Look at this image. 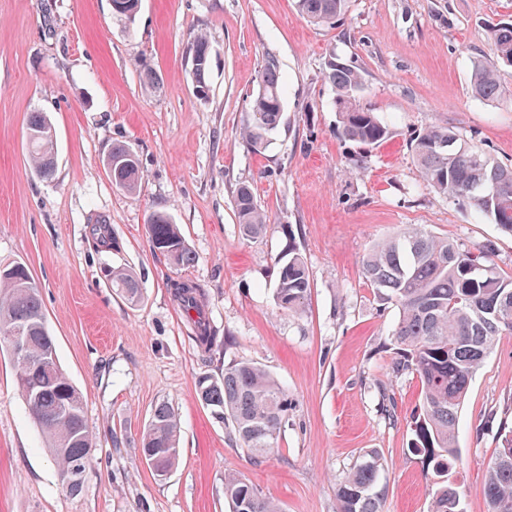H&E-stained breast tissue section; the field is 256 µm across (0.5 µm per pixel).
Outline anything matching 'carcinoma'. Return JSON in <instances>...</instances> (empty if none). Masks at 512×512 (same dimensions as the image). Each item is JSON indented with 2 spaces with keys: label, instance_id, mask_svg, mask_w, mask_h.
<instances>
[{
  "label": "carcinoma",
  "instance_id": "1",
  "mask_svg": "<svg viewBox=\"0 0 512 512\" xmlns=\"http://www.w3.org/2000/svg\"><path fill=\"white\" fill-rule=\"evenodd\" d=\"M347 0H295L297 11L314 23H327L343 15ZM492 53L473 63L471 89L487 102L508 101L512 91L500 80V66H512V23L489 26ZM210 49L203 34L194 37L190 49L193 85L209 92L207 71ZM336 91L335 105L342 135L358 148L380 145L389 129L375 112L360 106L356 94L362 84L357 67L335 57L326 75ZM282 77L277 63H265L259 89L250 102L241 127L242 139L252 149L265 147L282 123ZM51 125L44 112L28 117L31 161L36 175L50 179L55 172L54 141L43 137ZM122 143L112 145L115 162L112 184L133 192L143 178L139 160ZM413 160L421 178L435 192L457 201L485 217L512 236V167L488 157L473 141L451 127L430 125L413 140ZM234 205L241 232L248 238L263 234L270 218L258 205L252 189H236ZM149 239L154 251L176 266L188 267L195 255L179 227L163 211L150 214ZM93 243L113 249L111 225L97 221L89 226ZM367 284L380 299L398 307V320L390 336L396 350L395 368L421 382L420 411L412 417L411 450L439 481L431 492L430 512H460V491L446 480L462 461L455 440L458 413L473 376L493 350L498 338L512 334V278L504 276L489 254L473 251L449 239H440L418 227L406 228L375 245L362 261ZM112 287L134 303L140 298L136 278L124 271L112 272ZM174 297L186 315L195 341L203 352L224 346V337L213 329L204 311L205 293L200 285L173 284ZM310 294L306 261L295 246L278 260L276 298L284 310L301 314ZM29 327L30 352L39 357L55 345L47 326L39 286L27 267L0 275V346L7 343L11 328ZM15 385L22 399L31 388L44 390L39 404L27 405L29 415L44 435L62 486L72 495L83 489L92 457L93 441L85 419L80 390L60 369L31 371L14 365ZM202 405L224 418L240 446L254 459L277 447L291 402L288 391L261 366L240 361L224 366V373L205 375L196 383ZM179 421L167 402L157 404L140 438L141 452L163 453L170 473L178 465ZM380 454L370 449L344 477L336 490L338 512H382L386 484L381 481ZM481 492L490 512H512V430L501 434V444L490 461ZM224 501L229 512H281L242 475L224 476Z\"/></svg>",
  "mask_w": 512,
  "mask_h": 512
}]
</instances>
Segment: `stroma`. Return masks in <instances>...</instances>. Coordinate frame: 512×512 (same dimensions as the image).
Instances as JSON below:
<instances>
[{"label": "stroma", "mask_w": 512, "mask_h": 512, "mask_svg": "<svg viewBox=\"0 0 512 512\" xmlns=\"http://www.w3.org/2000/svg\"><path fill=\"white\" fill-rule=\"evenodd\" d=\"M509 19L512 0H349L329 24L303 18L294 0H141L131 21L111 0H0V264H26L39 284L95 446L82 492L69 494L0 349V512H227L229 472L283 512H336L339 481L370 448L383 459V512H428L432 479L408 449L421 384L392 373L398 309L365 284L361 262L413 226L493 251L512 277V236L439 197L410 148L426 126L447 125L512 166V102H483L470 88L474 61L491 53L488 25ZM198 33L210 44L205 99L188 59ZM334 56L358 68V100L390 131L359 166L325 78ZM270 58L284 79V123L257 152L240 128ZM34 111L54 127L50 180L31 169ZM117 142L139 160L136 193L106 173ZM242 184L271 220L254 239L242 238L236 218ZM155 210L180 225L193 265L153 251ZM99 217L117 249L93 244L88 226ZM292 245L310 274L301 315L275 297L277 261ZM116 269L137 278L138 302L113 288ZM178 280L203 288L224 347L207 354L191 338L171 294ZM240 360L261 364L292 401L277 448L259 463L195 389L199 376ZM162 401L178 416L180 462L161 481L138 439ZM504 426L512 334L476 372L459 413L462 461L448 480L462 492L461 512H490L481 487Z\"/></svg>", "instance_id": "1"}]
</instances>
